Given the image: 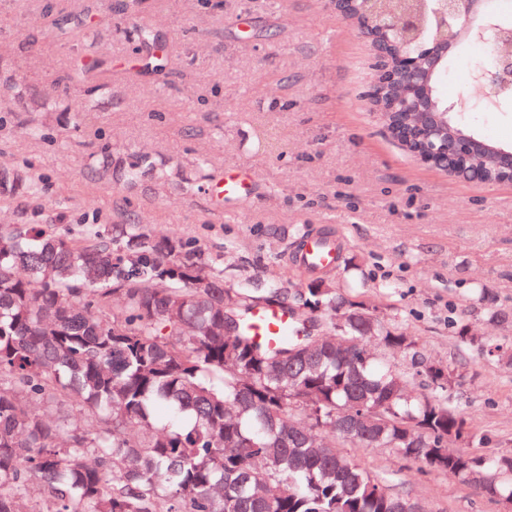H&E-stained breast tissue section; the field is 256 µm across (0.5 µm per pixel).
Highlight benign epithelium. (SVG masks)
<instances>
[{
	"label": "benign epithelium",
	"instance_id": "benign-epithelium-1",
	"mask_svg": "<svg viewBox=\"0 0 512 512\" xmlns=\"http://www.w3.org/2000/svg\"><path fill=\"white\" fill-rule=\"evenodd\" d=\"M389 0H334L336 12L347 17L371 7L377 13L382 38L366 35L374 49L375 77L369 99L374 106L383 103L384 92L396 80L405 82L411 96L388 102L390 112L417 117L422 129L429 127L425 103L430 75L443 61L437 49L456 43L461 37L485 40L493 34L491 63L476 71L472 96L512 95V30L493 23L485 11L486 0H396L397 9L378 8ZM411 154L422 164L467 182L492 183L484 168L473 161L471 140L457 136H430Z\"/></svg>",
	"mask_w": 512,
	"mask_h": 512
}]
</instances>
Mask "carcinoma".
<instances>
[{"instance_id":"1","label":"carcinoma","mask_w":512,"mask_h":512,"mask_svg":"<svg viewBox=\"0 0 512 512\" xmlns=\"http://www.w3.org/2000/svg\"><path fill=\"white\" fill-rule=\"evenodd\" d=\"M147 70L169 59L150 26L137 28ZM87 96L111 89L105 60L88 54L67 73ZM442 70L429 80L450 134L512 153L448 114ZM494 178L499 159L477 156ZM129 183L150 157H102ZM290 328L254 336L263 306L288 289L227 288L193 239L156 237L137 224L69 236L43 224H0V512H424L325 445L390 448L426 473H452L490 497L512 498V453L450 448L468 436L454 401L462 375L422 369L417 340L376 309L336 294L330 272L297 291ZM489 319L512 328V308ZM498 363L512 344L457 328ZM398 350L406 368L366 342Z\"/></svg>"}]
</instances>
